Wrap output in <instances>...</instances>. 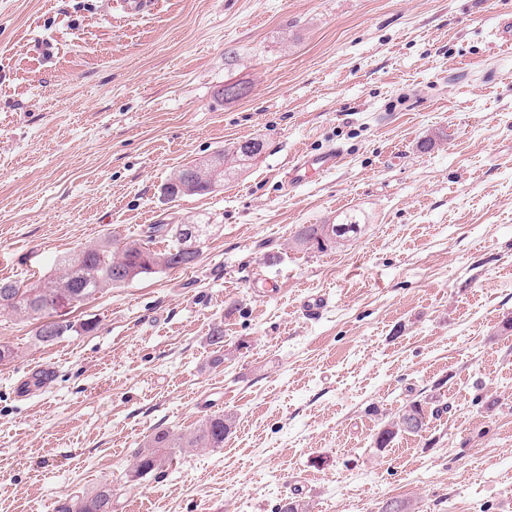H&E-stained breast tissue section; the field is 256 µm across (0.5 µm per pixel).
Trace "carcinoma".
<instances>
[{
	"instance_id": "1",
	"label": "carcinoma",
	"mask_w": 512,
	"mask_h": 512,
	"mask_svg": "<svg viewBox=\"0 0 512 512\" xmlns=\"http://www.w3.org/2000/svg\"><path fill=\"white\" fill-rule=\"evenodd\" d=\"M262 139L254 137L238 141L222 151L224 161L242 164L261 155ZM224 181V171H201L195 164L183 166L166 183L164 190L175 199L182 195L205 194ZM185 224H151L138 239L122 242L105 240L75 255L63 257L55 273L38 287L29 288L21 282L0 279V309L24 313L42 320L36 337L50 343L73 330L67 320L54 318L57 300L64 297L70 304H81L108 288H119L147 274L168 269L187 268L182 244L187 239ZM362 232V224L351 215L336 224H307L297 234L299 245L320 252L343 244ZM167 241L163 250L153 249L156 239ZM425 425L421 402L412 401L391 421L384 423L375 437V446L386 448L400 434H417ZM233 419L214 415L205 419L189 435H175L160 430L134 457L132 472L141 477L163 471L168 451L178 448L184 452L198 448H222L231 433ZM112 484H102L94 493L67 495L57 501L55 512H112Z\"/></svg>"
}]
</instances>
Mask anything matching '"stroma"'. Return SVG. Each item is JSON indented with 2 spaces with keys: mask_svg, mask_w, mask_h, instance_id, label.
<instances>
[{
  "mask_svg": "<svg viewBox=\"0 0 512 512\" xmlns=\"http://www.w3.org/2000/svg\"><path fill=\"white\" fill-rule=\"evenodd\" d=\"M506 0H0V279L151 224H207L193 269L58 313H0V512L114 488L112 512H512V46ZM241 84L242 97L219 91ZM259 137L205 195L183 165ZM435 139L424 149L427 139ZM343 150L295 194L291 157ZM361 217L324 253L306 224ZM325 293L305 317L301 300ZM86 321L94 331H80ZM231 355L214 364L209 336ZM53 363L46 392L15 394ZM449 411L377 448L413 400ZM234 425L129 480L154 430ZM222 181L224 167L223 170L201 171L195 169V163H190L178 170L164 190L168 197L175 199L182 195L209 193Z\"/></svg>",
  "mask_w": 512,
  "mask_h": 512,
  "instance_id": "35a3bbf8",
  "label": "stroma"
}]
</instances>
